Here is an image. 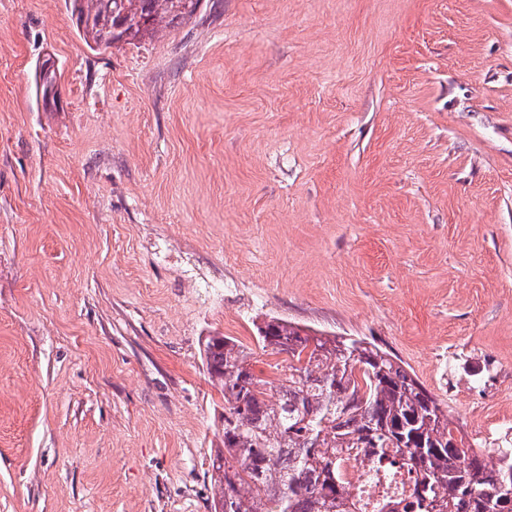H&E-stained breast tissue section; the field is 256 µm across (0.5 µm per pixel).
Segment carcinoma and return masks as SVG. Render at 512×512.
<instances>
[{
    "mask_svg": "<svg viewBox=\"0 0 512 512\" xmlns=\"http://www.w3.org/2000/svg\"><path fill=\"white\" fill-rule=\"evenodd\" d=\"M199 0H70L89 48L133 43L192 18ZM257 342L284 354L269 377L231 336H208L203 360L224 391L214 512H358L336 452L400 464L417 481L380 512H512V443L479 448L454 435L448 408L404 363L366 338L323 336L272 318Z\"/></svg>",
    "mask_w": 512,
    "mask_h": 512,
    "instance_id": "1",
    "label": "carcinoma"
}]
</instances>
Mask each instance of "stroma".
Segmentation results:
<instances>
[{"instance_id":"35a3bbf8","label":"stroma","mask_w":512,"mask_h":512,"mask_svg":"<svg viewBox=\"0 0 512 512\" xmlns=\"http://www.w3.org/2000/svg\"><path fill=\"white\" fill-rule=\"evenodd\" d=\"M273 317L512 440V0H203L94 50L0 0V512H212L202 343ZM60 76L55 60L48 57L42 61L37 73V84L43 104L50 105L58 100Z\"/></svg>"}]
</instances>
